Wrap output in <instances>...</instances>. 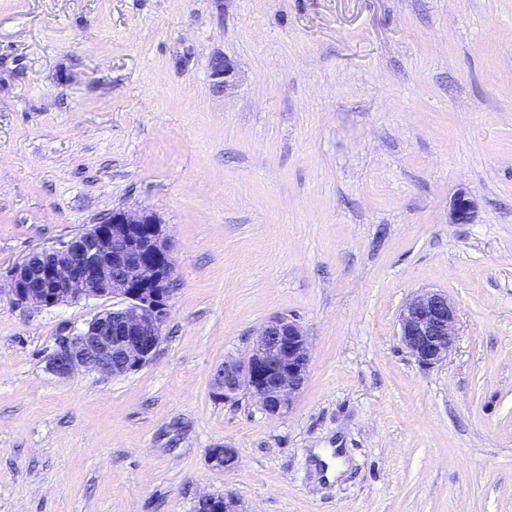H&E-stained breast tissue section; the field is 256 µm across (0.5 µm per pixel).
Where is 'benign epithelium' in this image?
I'll return each mask as SVG.
<instances>
[{
  "mask_svg": "<svg viewBox=\"0 0 512 512\" xmlns=\"http://www.w3.org/2000/svg\"><path fill=\"white\" fill-rule=\"evenodd\" d=\"M211 79L218 94L234 89L237 74L232 62L215 57ZM475 209V201L461 189L454 195L450 219L467 224ZM175 270L167 232L155 213L114 210L106 222L30 252L10 269L9 291L16 301L37 308L112 297V309L58 339L49 368L61 376L77 371L117 376L136 371L153 358L168 319ZM397 325L404 349L430 369L448 361L456 347L459 309L448 294L424 290L406 302ZM309 359L310 338L304 327L293 317L276 316L257 330L244 355L224 360L213 387L226 400L245 393L266 415L282 417L305 386ZM207 457L226 471L239 463L236 449L229 446L211 448ZM195 510L245 512L238 498L226 494L200 497Z\"/></svg>",
  "mask_w": 512,
  "mask_h": 512,
  "instance_id": "obj_1",
  "label": "benign epithelium"
}]
</instances>
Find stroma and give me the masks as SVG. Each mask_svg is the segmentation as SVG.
Segmentation results:
<instances>
[{
    "instance_id": "stroma-1",
    "label": "stroma",
    "mask_w": 512,
    "mask_h": 512,
    "mask_svg": "<svg viewBox=\"0 0 512 512\" xmlns=\"http://www.w3.org/2000/svg\"><path fill=\"white\" fill-rule=\"evenodd\" d=\"M141 207L176 263L141 369L48 367L111 298H0V512H512V0H0V284ZM426 288L461 312L430 369L396 324ZM281 314L311 352L271 418L212 381ZM212 88L218 94H227L234 89L237 74L232 62L224 56H216L211 65ZM476 205L470 194L465 190H458L454 195L450 219L454 224H467L474 217ZM204 510V511H199ZM196 512H245L242 502L232 495L207 494L201 496L196 504Z\"/></svg>"
}]
</instances>
